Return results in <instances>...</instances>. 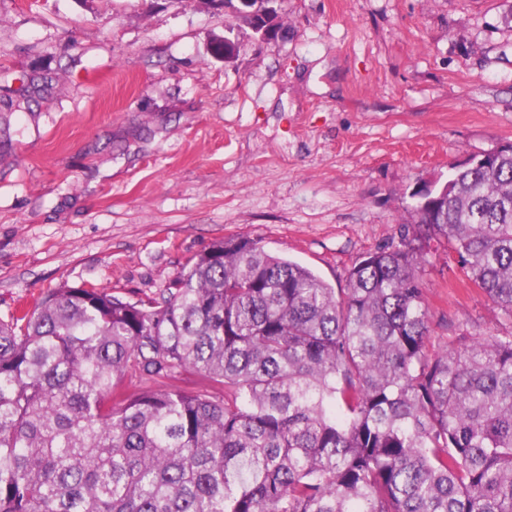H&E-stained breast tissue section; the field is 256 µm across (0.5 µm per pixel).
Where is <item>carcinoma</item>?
<instances>
[{"label": "carcinoma", "mask_w": 512, "mask_h": 512, "mask_svg": "<svg viewBox=\"0 0 512 512\" xmlns=\"http://www.w3.org/2000/svg\"><path fill=\"white\" fill-rule=\"evenodd\" d=\"M281 6L237 13L263 39ZM416 189L336 291L217 241L157 297L63 284L0 320V512H512V335L430 349L444 242L512 321V151ZM191 368L208 390L166 379Z\"/></svg>", "instance_id": "obj_1"}]
</instances>
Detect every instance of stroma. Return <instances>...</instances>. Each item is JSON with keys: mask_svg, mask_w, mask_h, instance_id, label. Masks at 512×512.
Wrapping results in <instances>:
<instances>
[{"mask_svg": "<svg viewBox=\"0 0 512 512\" xmlns=\"http://www.w3.org/2000/svg\"><path fill=\"white\" fill-rule=\"evenodd\" d=\"M508 8L284 0L264 40L217 0H0V317L158 295L227 237L345 287L413 190L512 142ZM419 278L434 348L512 332L443 245Z\"/></svg>", "mask_w": 512, "mask_h": 512, "instance_id": "stroma-1", "label": "stroma"}]
</instances>
